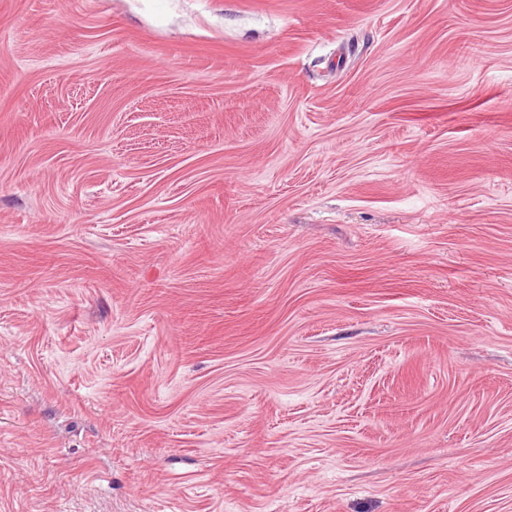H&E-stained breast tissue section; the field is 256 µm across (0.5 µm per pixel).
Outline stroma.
Segmentation results:
<instances>
[{
  "mask_svg": "<svg viewBox=\"0 0 512 512\" xmlns=\"http://www.w3.org/2000/svg\"><path fill=\"white\" fill-rule=\"evenodd\" d=\"M0 512H512V0H0Z\"/></svg>",
  "mask_w": 512,
  "mask_h": 512,
  "instance_id": "stroma-1",
  "label": "stroma"
}]
</instances>
